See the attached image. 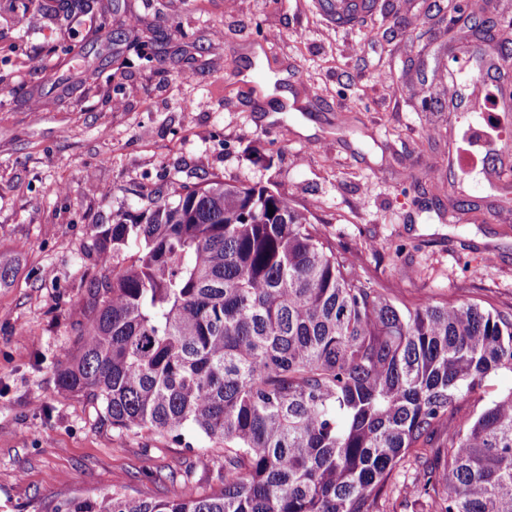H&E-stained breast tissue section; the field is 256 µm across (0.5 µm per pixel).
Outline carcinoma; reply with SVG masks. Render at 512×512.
Instances as JSON below:
<instances>
[{"label": "carcinoma", "instance_id": "obj_1", "mask_svg": "<svg viewBox=\"0 0 512 512\" xmlns=\"http://www.w3.org/2000/svg\"><path fill=\"white\" fill-rule=\"evenodd\" d=\"M91 232L112 271L60 388L222 454L198 496L52 512H512V389L459 415L512 373V310L377 287L265 185H180Z\"/></svg>", "mask_w": 512, "mask_h": 512}]
</instances>
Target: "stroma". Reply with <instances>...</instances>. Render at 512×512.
I'll return each mask as SVG.
<instances>
[{"label":"stroma","mask_w":512,"mask_h":512,"mask_svg":"<svg viewBox=\"0 0 512 512\" xmlns=\"http://www.w3.org/2000/svg\"><path fill=\"white\" fill-rule=\"evenodd\" d=\"M67 2L0 0V260L14 268L0 283V512L121 488L160 497L159 473L208 487V439L113 430L57 385L104 271L91 225L171 183L269 186L379 286L512 307V187L449 165L453 146L484 157L491 128L449 111L443 78L459 51L481 58L480 32L512 26V0L455 29L448 0H372L353 25L327 0ZM137 44L154 61L120 69Z\"/></svg>","instance_id":"35a3bbf8"}]
</instances>
